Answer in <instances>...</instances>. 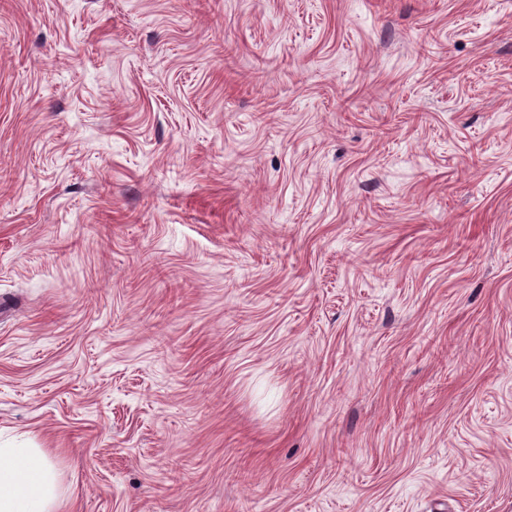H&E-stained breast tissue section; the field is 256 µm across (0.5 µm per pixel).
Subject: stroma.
<instances>
[{"instance_id":"35a3bbf8","label":"stroma","mask_w":512,"mask_h":512,"mask_svg":"<svg viewBox=\"0 0 512 512\" xmlns=\"http://www.w3.org/2000/svg\"><path fill=\"white\" fill-rule=\"evenodd\" d=\"M0 443L57 512H512V0H0Z\"/></svg>"}]
</instances>
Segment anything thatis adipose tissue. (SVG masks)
<instances>
[{
  "label": "adipose tissue",
  "instance_id": "obj_1",
  "mask_svg": "<svg viewBox=\"0 0 512 512\" xmlns=\"http://www.w3.org/2000/svg\"><path fill=\"white\" fill-rule=\"evenodd\" d=\"M58 472L42 449L0 446V512H53Z\"/></svg>",
  "mask_w": 512,
  "mask_h": 512
}]
</instances>
